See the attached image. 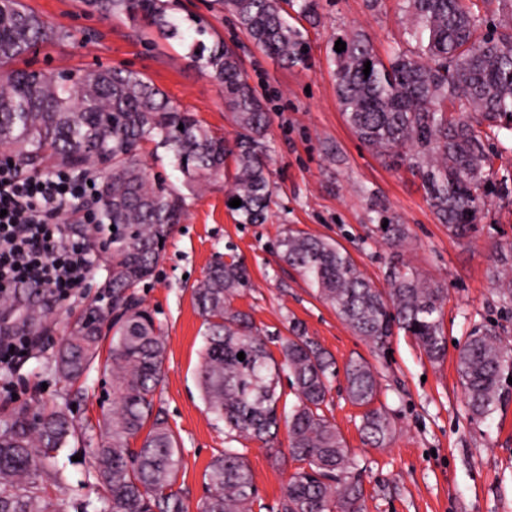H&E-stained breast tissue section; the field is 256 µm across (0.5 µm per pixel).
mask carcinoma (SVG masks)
Returning <instances> with one entry per match:
<instances>
[{"label":"carcinoma","instance_id":"1","mask_svg":"<svg viewBox=\"0 0 512 512\" xmlns=\"http://www.w3.org/2000/svg\"><path fill=\"white\" fill-rule=\"evenodd\" d=\"M239 29L263 52L282 63L306 62L299 28L288 9L311 18L318 0H220ZM415 50H396L388 61L356 33L338 39L336 89L346 121L369 149L408 165L448 234L463 240L487 202L486 188L498 153L493 142L512 131V26L487 30L489 15L512 10V0H407ZM91 11L125 17L178 38L188 55L224 89L236 133L228 142L192 112L170 100L143 74L125 68L48 71L18 68L39 45L70 32L29 10L23 0H0V151L25 167L93 170L101 179L98 223L84 228L93 248L108 243L106 259L112 313L91 304L57 351L55 368L79 381L100 357L107 318L112 339L106 363L112 383V416L97 423L92 449L99 512H188L173 490L181 449L167 422L154 413L162 382L165 339L135 289L150 279L162 258L186 200L226 171L234 160L230 198L241 224L265 221L272 190L267 174L269 116L243 74L236 51L190 19L173 13L168 0H83ZM371 62L364 75V63ZM183 129H178V126ZM163 149L183 176L181 187L151 182L139 149ZM383 238L398 247L401 224L388 222ZM278 258L296 269L320 299L358 335L383 351L394 331L412 336L433 362L448 345L442 322L443 291L399 261L391 262L387 287L379 289L334 241L290 230L279 240ZM251 282L235 259L210 267L193 288L205 325L201 384L206 409L224 422L230 437L264 444L288 428V454L299 463L286 481L279 512H363L364 489L356 463L324 406L339 373L350 401L364 408L361 433L382 448L393 426L374 406L379 381L372 366L351 359L338 369L333 357L289 321L277 337L281 360L268 350L249 314L233 299ZM500 304L512 307V270L498 272ZM245 359L239 360L238 353ZM466 407L484 421L509 397L512 345L493 327L474 328L457 349ZM288 372L297 402L281 417L277 387ZM75 433L65 406L21 410L0 427V512H50L49 488L60 486L54 464ZM143 437L138 448L130 440ZM51 476L52 484L40 480ZM209 494L199 512H248L256 487L246 456L226 448L206 471Z\"/></svg>","mask_w":512,"mask_h":512}]
</instances>
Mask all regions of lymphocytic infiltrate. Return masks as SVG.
Segmentation results:
<instances>
[{
	"instance_id": "1",
	"label": "lymphocytic infiltrate",
	"mask_w": 512,
	"mask_h": 512,
	"mask_svg": "<svg viewBox=\"0 0 512 512\" xmlns=\"http://www.w3.org/2000/svg\"><path fill=\"white\" fill-rule=\"evenodd\" d=\"M90 179L66 169L25 175L0 161V294L32 286L64 299L82 286L93 252L66 234L61 216L96 195Z\"/></svg>"
}]
</instances>
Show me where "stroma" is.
<instances>
[{
    "instance_id": "obj_1",
    "label": "stroma",
    "mask_w": 512,
    "mask_h": 512,
    "mask_svg": "<svg viewBox=\"0 0 512 512\" xmlns=\"http://www.w3.org/2000/svg\"><path fill=\"white\" fill-rule=\"evenodd\" d=\"M54 25L69 31L66 41L40 46L30 57L34 67L85 69L125 67L138 71L183 109L196 113L216 134L233 138L235 127L224 107L221 88L192 62L177 40L146 34L123 18L88 13L81 0H24ZM178 15L201 19L236 50L251 86L269 114V178L273 191L263 224L239 225L227 205L230 183L217 178L187 201V212L169 239L154 277L137 296L163 326L166 353L155 408L173 430L183 464L175 488L189 512L208 494L204 474L224 448L244 450L257 498L252 512H277L282 488L296 464L288 454V432L280 430L275 448L229 439L223 423L208 415L198 383L204 347L203 320L194 286L217 259L242 260L250 287L234 299L255 326L269 336L288 333L289 318L301 321L308 335L330 352L337 364L361 358L378 374V402L394 421L386 447L363 444L361 410L337 378L324 409L344 437L358 464L365 491V512H512V399L491 419H471L457 370L456 349L432 364L413 337H392L390 355L381 356L320 299L308 282L277 258L284 231L329 237L353 257L375 284L387 285L388 262L398 254L405 266L443 288V330L447 341L461 342L474 326L492 324L512 344V310L502 309L495 293L494 246L512 247V194L490 195L471 237L457 240L436 218L420 178L407 166L392 165L357 138L336 95L333 37L362 34L381 58L398 48L411 49L405 0H319L314 20H300L306 64L284 66L266 55L237 27L215 0H175ZM382 201L407 237L399 250L382 238L372 212ZM107 275L103 256L83 288L65 300L39 292L47 315L38 328L25 321V288L15 289L20 305L0 317V335L24 336L27 354L0 370V422L15 411L43 404L68 405L82 427L60 459L65 481L52 494L53 512L98 508L88 482L92 429L104 406L109 374L97 360L85 378L70 385L54 369L55 353L85 306L108 297L96 286Z\"/></svg>"
}]
</instances>
